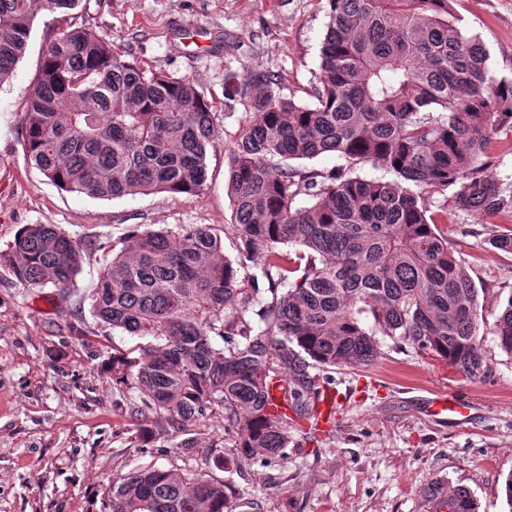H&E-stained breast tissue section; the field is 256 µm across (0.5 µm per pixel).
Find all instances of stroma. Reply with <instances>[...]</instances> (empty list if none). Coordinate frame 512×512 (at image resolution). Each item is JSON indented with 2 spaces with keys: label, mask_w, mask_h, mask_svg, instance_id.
<instances>
[{
  "label": "stroma",
  "mask_w": 512,
  "mask_h": 512,
  "mask_svg": "<svg viewBox=\"0 0 512 512\" xmlns=\"http://www.w3.org/2000/svg\"><path fill=\"white\" fill-rule=\"evenodd\" d=\"M456 12L489 51L495 79H512V0H456ZM74 25L105 38L122 59L147 70L189 77L218 114L207 155V186L194 200L167 194L95 199L57 188L24 153L21 121L46 45L63 22L45 13L26 52L0 85V251L27 224H55L89 243L73 292L59 298L20 284L0 268V512H109L105 489L145 466L178 468L230 480L232 512H429L422 490L440 479L469 487L481 512H507L504 482L512 473V358L495 342L494 324L512 292V257L488 243L512 230V211L483 219L444 208L428 194L431 213L479 288V337L492 375L469 381L433 352L380 337L378 361L322 372L339 393L334 427L307 420L292 430L285 458L253 460L224 472L209 457L224 436L216 412L173 429L136 409V393L113 386L102 367L112 347L137 337L104 327L85 302L113 242L134 228L208 224L216 234L234 221L227 190L228 149L246 119L238 96L249 71H271L284 95L308 102L317 82L328 0H86ZM324 175L343 171L390 181L388 169L357 165L333 153L293 160ZM456 392L474 407L465 423L433 419L427 390ZM149 429V442L139 441ZM193 438L197 451L177 444Z\"/></svg>",
  "instance_id": "1"
}]
</instances>
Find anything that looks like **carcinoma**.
<instances>
[{
	"mask_svg": "<svg viewBox=\"0 0 512 512\" xmlns=\"http://www.w3.org/2000/svg\"><path fill=\"white\" fill-rule=\"evenodd\" d=\"M82 2L0 0V83L40 13L67 16ZM453 2L329 0L311 103L281 94L270 72L247 75L240 95L249 117L228 149L235 223L224 235L236 239V255L208 224L118 240L87 296L90 312L145 343L104 360L114 385L177 429L224 412L241 466L287 454L292 418L270 411L273 381L285 380L282 400L300 416L319 395L310 370L373 364L379 328L467 379L490 376L478 288L426 199L404 186L451 188L455 207L477 216L512 209V195L486 175L494 137L512 132V79L489 75V51ZM23 124L27 158L66 192L192 200L206 184L217 113L189 79L149 74L94 31L67 25L45 48ZM325 153L377 162L397 179L271 165ZM300 197L308 204L296 205ZM489 244L512 256V230ZM84 256V243L60 227L27 224L0 252V267L27 288L67 297ZM257 259L270 297L256 311L257 289L240 270ZM495 338L512 358V292ZM235 494L226 481L153 466L107 492L110 512H230ZM424 497L430 512H480L463 485L436 480Z\"/></svg>",
	"mask_w": 512,
	"mask_h": 512,
	"instance_id": "cac0c4a2",
	"label": "carcinoma"
}]
</instances>
